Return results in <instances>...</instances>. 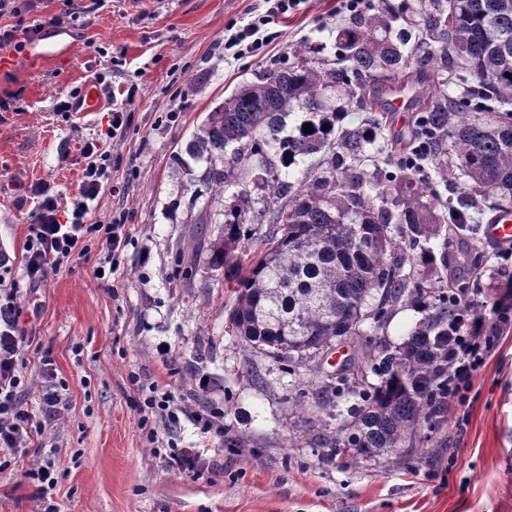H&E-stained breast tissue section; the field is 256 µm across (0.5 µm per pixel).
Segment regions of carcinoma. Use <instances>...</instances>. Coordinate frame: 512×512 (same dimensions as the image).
<instances>
[{"label":"carcinoma","mask_w":512,"mask_h":512,"mask_svg":"<svg viewBox=\"0 0 512 512\" xmlns=\"http://www.w3.org/2000/svg\"><path fill=\"white\" fill-rule=\"evenodd\" d=\"M336 62L305 47L208 113L185 153L206 164L200 181L216 195L238 188L236 203L215 217L204 202L180 264L205 251L211 270L234 289L229 325L250 350L299 361L334 343L363 335L402 302L425 315L396 345L378 342L331 376L314 370L318 392L333 400L336 428L325 446L377 458L410 456L421 438L447 421L448 325L458 307L446 288H425L405 267L440 262L448 270V238L439 255L424 244L441 225L473 224L477 200L439 211L430 169L448 184L458 168L481 199L512 210V0H366L336 28ZM470 81L448 92L455 67ZM400 79L418 86L421 116L399 151L380 148L385 167L361 165L376 141L371 126L336 129L331 97L380 105V93ZM307 112L293 135L286 118ZM311 124L310 132L303 125ZM321 155L315 168L298 159ZM260 158L270 207L268 228L254 255L245 250L252 209L249 164ZM224 224L215 239L208 224Z\"/></svg>","instance_id":"cac0c4a2"}]
</instances>
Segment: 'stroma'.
<instances>
[{
    "label": "stroma",
    "mask_w": 512,
    "mask_h": 512,
    "mask_svg": "<svg viewBox=\"0 0 512 512\" xmlns=\"http://www.w3.org/2000/svg\"><path fill=\"white\" fill-rule=\"evenodd\" d=\"M43 16L78 14L62 40L73 55L41 71L0 70V97L19 93L20 109L0 112V277L16 283L22 321L37 353L25 356L28 405L40 414L39 353L67 387V407L46 424L59 475L42 498L23 473L31 455L0 472V512H512V327L473 382L468 400L448 409L439 432L412 458L369 459L323 447L334 428L305 367L247 350L227 326L234 296L199 255L191 283L175 278V244L190 229L193 196L204 193L203 164L184 153L207 114L275 67L293 48L333 58L341 0H303L271 25L277 45L239 57L224 31L266 0H44ZM102 75L135 88L133 124L107 137L109 115L79 119L59 111ZM178 118L169 122L167 110ZM100 143L122 164L93 204L94 219L126 211L133 226L119 271L93 274L95 252L72 259L46 285L22 276L31 217L21 187L49 184L62 204L77 194L85 143ZM452 288L478 289L479 302L504 293L512 268L482 232L448 238ZM170 349L162 361L158 346ZM260 373L264 386L251 381ZM168 381L200 410L224 413L213 438L217 470L198 475L166 467L138 425L135 374Z\"/></svg>",
    "instance_id": "stroma-1"
}]
</instances>
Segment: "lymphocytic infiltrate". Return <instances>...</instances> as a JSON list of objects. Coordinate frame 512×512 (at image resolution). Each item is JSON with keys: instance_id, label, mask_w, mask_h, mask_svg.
<instances>
[{"instance_id": "obj_1", "label": "lymphocytic infiltrate", "mask_w": 512, "mask_h": 512, "mask_svg": "<svg viewBox=\"0 0 512 512\" xmlns=\"http://www.w3.org/2000/svg\"><path fill=\"white\" fill-rule=\"evenodd\" d=\"M269 14L248 17L244 24L225 36V49L243 48L252 53L274 42L278 34L269 24L273 15L293 8V0H273ZM41 0H0V17L11 16V23L0 24V51H22L40 38L45 27L62 28L61 16L39 19ZM86 160L78 193L71 205L60 206L48 185L38 183L29 190L33 202L32 222L28 226L24 276L29 287L44 286L51 273L75 256L95 251L97 279H110L121 264L125 248L131 241V230L124 217L109 221H92V203L105 190L112 174V158L98 151L96 144H86ZM459 312L458 325L452 334L455 345L448 366V400L463 402L473 379L496 347L500 333L512 325V313L500 309L495 321L488 322L473 314L475 299L454 294ZM21 309L14 292L0 298V470L4 457L25 451L35 437L43 435L45 421H37L30 412L24 395L27 384L23 374L24 355L29 339L20 323ZM137 391L135 408L138 423L147 443L169 451L167 464L182 473H195L201 467L217 466L210 442L223 435L221 412L201 413L185 399L178 397L170 384L152 378L132 377ZM190 423L200 433L194 446L180 447L182 423Z\"/></svg>"}]
</instances>
